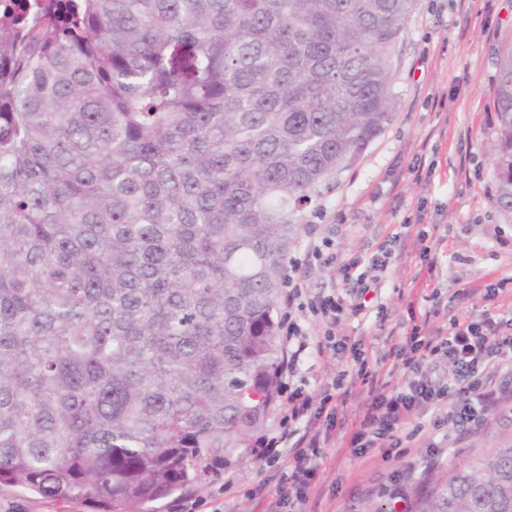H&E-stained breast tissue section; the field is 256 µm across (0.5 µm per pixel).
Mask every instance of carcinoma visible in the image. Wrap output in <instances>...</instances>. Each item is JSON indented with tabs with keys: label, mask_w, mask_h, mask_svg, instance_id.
Wrapping results in <instances>:
<instances>
[{
	"label": "carcinoma",
	"mask_w": 512,
	"mask_h": 512,
	"mask_svg": "<svg viewBox=\"0 0 512 512\" xmlns=\"http://www.w3.org/2000/svg\"><path fill=\"white\" fill-rule=\"evenodd\" d=\"M413 0H36L0 24V486L145 512L254 448L297 215L392 120ZM486 145L512 213V47ZM407 512H512V439Z\"/></svg>",
	"instance_id": "carcinoma-1"
}]
</instances>
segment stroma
I'll return each instance as SVG.
<instances>
[{
  "instance_id": "obj_1",
  "label": "stroma",
  "mask_w": 512,
  "mask_h": 512,
  "mask_svg": "<svg viewBox=\"0 0 512 512\" xmlns=\"http://www.w3.org/2000/svg\"><path fill=\"white\" fill-rule=\"evenodd\" d=\"M512 46V0H414L392 56L393 117L357 163L321 190L318 208L298 220L290 253L309 294H345L351 284L338 269L306 260L311 243L330 239L339 261L370 258L391 249L383 313H343L336 333L360 344L369 361L387 352V339L405 341L431 301L449 316L512 317V213L494 203L496 181L486 144L495 138L493 89L497 58ZM501 288L485 300L486 289ZM367 398L348 388L311 512H378L389 507L386 487L412 493L449 464L466 465L512 437V406L484 415L461 433L445 426L397 461L376 451L355 455L352 421ZM286 461L251 455L240 465L151 503L196 512H265ZM238 494H221L225 478ZM0 512H89L76 500L58 502L0 488Z\"/></svg>"
}]
</instances>
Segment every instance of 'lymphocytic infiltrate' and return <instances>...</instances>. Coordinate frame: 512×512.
<instances>
[{
	"mask_svg": "<svg viewBox=\"0 0 512 512\" xmlns=\"http://www.w3.org/2000/svg\"><path fill=\"white\" fill-rule=\"evenodd\" d=\"M285 302L309 311L317 317L322 329L318 337L308 339L296 322L285 329L288 357L282 373L293 377L303 357L340 349L352 356L355 368L351 382H358L372 394L360 407L359 418L350 435L351 448L376 450L382 460L402 455L430 428H438V414L443 404L453 424L462 430L473 429L482 414L501 409L512 400L495 381L500 372L512 374V318L473 321L454 317L444 332L422 335L412 328L404 344L391 345L387 351L394 367L403 369L402 380L385 393L376 392L377 375L358 344L336 338L334 328L346 311L341 296H306L298 278H289ZM444 359L449 364L448 380L443 384L429 381L422 373L427 360ZM282 394L287 409L277 428L266 436L259 450L261 459L275 463L287 459L280 486L268 503L267 512H308L310 491L320 480V461L332 440V429L338 404L332 393L316 397L302 387H284ZM429 415V423L416 422V414Z\"/></svg>",
	"mask_w": 512,
	"mask_h": 512,
	"instance_id": "lymphocytic-infiltrate-1",
	"label": "lymphocytic infiltrate"
}]
</instances>
